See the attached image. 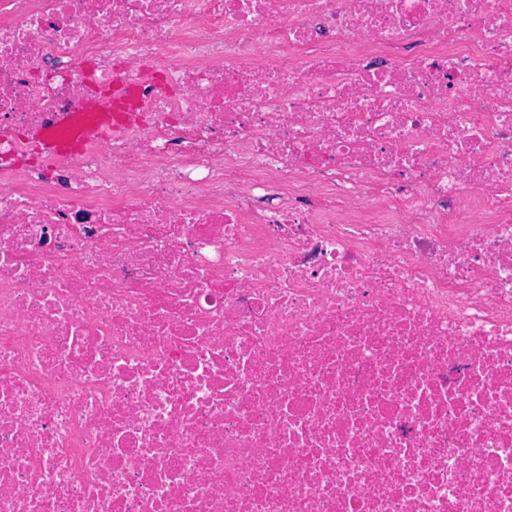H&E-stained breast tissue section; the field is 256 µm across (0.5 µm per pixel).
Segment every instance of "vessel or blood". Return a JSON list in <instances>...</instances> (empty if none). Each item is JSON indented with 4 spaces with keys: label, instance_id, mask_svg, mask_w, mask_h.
I'll return each mask as SVG.
<instances>
[{
    "label": "vessel or blood",
    "instance_id": "vessel-or-blood-1",
    "mask_svg": "<svg viewBox=\"0 0 512 512\" xmlns=\"http://www.w3.org/2000/svg\"><path fill=\"white\" fill-rule=\"evenodd\" d=\"M140 106L138 87L115 83L108 100L87 104L86 109L91 114L89 120L83 121L68 113L61 115L57 122L39 134L38 141L44 153L51 157L76 153L103 134L134 122Z\"/></svg>",
    "mask_w": 512,
    "mask_h": 512
}]
</instances>
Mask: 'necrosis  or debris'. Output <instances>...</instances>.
Wrapping results in <instances>:
<instances>
[{
  "mask_svg": "<svg viewBox=\"0 0 512 512\" xmlns=\"http://www.w3.org/2000/svg\"><path fill=\"white\" fill-rule=\"evenodd\" d=\"M0 512H512V0H0ZM141 95L138 87L116 82L108 100L87 104L84 110L92 112L88 121L62 114L57 122L38 135L37 140L50 157L76 153L91 140L134 122L141 112Z\"/></svg>",
  "mask_w": 512,
  "mask_h": 512,
  "instance_id": "1",
  "label": "necrosis or debris"
}]
</instances>
